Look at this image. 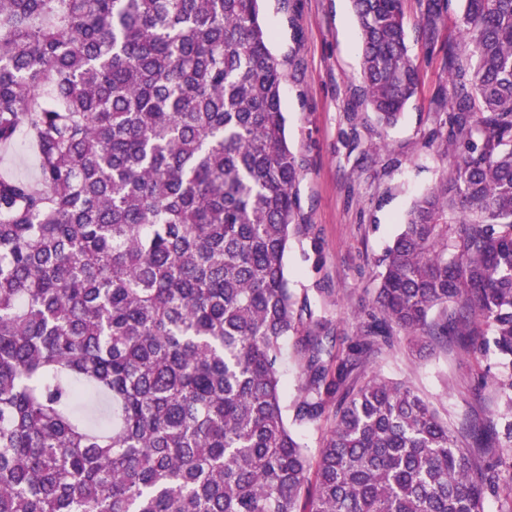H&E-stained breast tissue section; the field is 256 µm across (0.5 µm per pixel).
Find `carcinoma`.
<instances>
[{
    "mask_svg": "<svg viewBox=\"0 0 512 512\" xmlns=\"http://www.w3.org/2000/svg\"><path fill=\"white\" fill-rule=\"evenodd\" d=\"M353 6L360 97L393 126L419 86L404 0ZM456 28L448 175L334 354L285 277L303 168L259 0H0V147L26 136L38 172L0 177V512H512V421L453 429L407 381L351 380L397 332L486 336L512 417V0ZM290 336L293 422L335 405L314 456L281 404ZM302 363V356L295 347L293 340H288V344L283 351L282 370H283V405L285 406V413L288 416V424H291L292 411L291 405L298 394V387L303 382L301 377L300 364Z\"/></svg>",
    "mask_w": 512,
    "mask_h": 512,
    "instance_id": "obj_1",
    "label": "carcinoma"
}]
</instances>
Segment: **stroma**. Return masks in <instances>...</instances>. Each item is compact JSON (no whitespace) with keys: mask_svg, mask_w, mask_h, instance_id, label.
Segmentation results:
<instances>
[{"mask_svg":"<svg viewBox=\"0 0 512 512\" xmlns=\"http://www.w3.org/2000/svg\"><path fill=\"white\" fill-rule=\"evenodd\" d=\"M425 3L406 0L405 13L421 86L399 122L384 129L355 91L362 41L352 0L260 2L271 53L298 65L281 97L288 145L304 170L300 197L310 233L291 241L285 275L290 288L308 295L315 317L328 320L337 350L357 331V314L377 284V260L403 216L449 168L444 142L430 138L448 91V67L444 44L430 49L422 38ZM499 370L493 351L468 354L453 336L419 350L400 332L364 373L409 381L454 428L474 415L505 413L481 385Z\"/></svg>","mask_w":512,"mask_h":512,"instance_id":"stroma-1","label":"stroma"}]
</instances>
